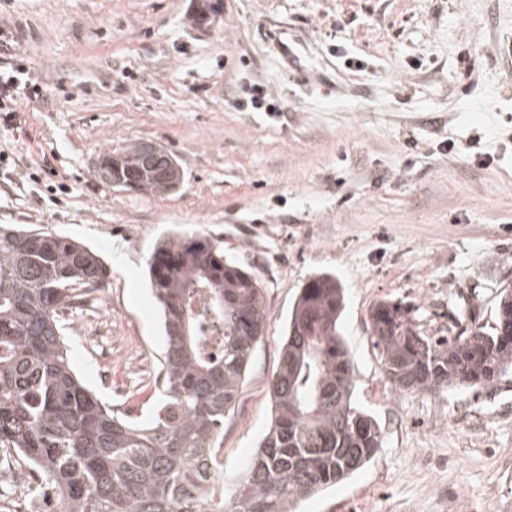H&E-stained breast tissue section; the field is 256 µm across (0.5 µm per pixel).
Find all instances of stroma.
Instances as JSON below:
<instances>
[{
	"mask_svg": "<svg viewBox=\"0 0 512 512\" xmlns=\"http://www.w3.org/2000/svg\"><path fill=\"white\" fill-rule=\"evenodd\" d=\"M11 0L0 30L41 91L0 123V225L98 249L104 300L74 316L85 385L115 411L164 355L147 257L177 229L221 241L269 312L219 450L232 495L271 419L286 317L319 271L345 287L354 401L379 422L374 459L299 512H512V374L490 389L395 392L369 312L413 306L427 336L494 322L512 287V0ZM361 58L343 69L334 47ZM475 69H468V59ZM266 85L282 116L239 112ZM164 147L178 191L144 196L95 174L134 143ZM65 191H58V184ZM117 367L98 376L103 351Z\"/></svg>",
	"mask_w": 512,
	"mask_h": 512,
	"instance_id": "stroma-1",
	"label": "stroma"
}]
</instances>
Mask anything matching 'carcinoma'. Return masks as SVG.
Returning a JSON list of instances; mask_svg holds the SVG:
<instances>
[{"label": "carcinoma", "instance_id": "1", "mask_svg": "<svg viewBox=\"0 0 512 512\" xmlns=\"http://www.w3.org/2000/svg\"><path fill=\"white\" fill-rule=\"evenodd\" d=\"M152 145L108 154L99 173L120 190L153 195L182 176ZM163 314V384L118 415L73 374L63 315L100 299L111 271L99 253L42 229L0 227V462L37 472L57 512H295L301 499L348 478L379 451L381 428L354 405L352 359L340 317L344 287L317 272L288 313L270 400L274 417L229 500L216 481L224 418L234 410L268 320L250 264L208 235L171 232L146 260ZM224 327L222 352L201 351L196 296ZM412 309L381 301L369 328L395 390L487 388L512 372V289L491 331L424 335Z\"/></svg>", "mask_w": 512, "mask_h": 512}]
</instances>
